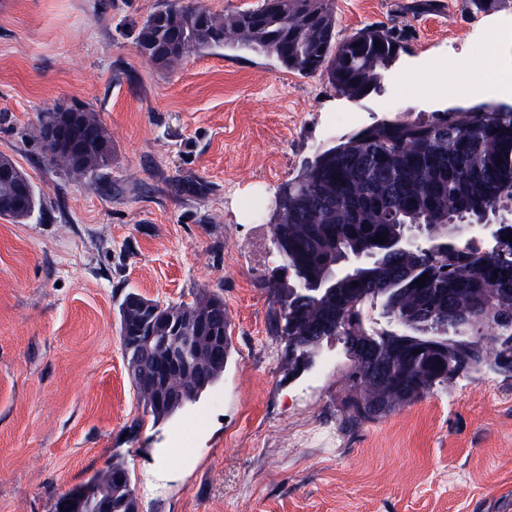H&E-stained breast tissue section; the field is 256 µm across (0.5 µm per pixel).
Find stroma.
I'll list each match as a JSON object with an SVG mask.
<instances>
[{"label":"stroma","instance_id":"stroma-1","mask_svg":"<svg viewBox=\"0 0 512 512\" xmlns=\"http://www.w3.org/2000/svg\"><path fill=\"white\" fill-rule=\"evenodd\" d=\"M163 2L0 0V152L40 198L23 222L0 216V512H54L115 461L138 512H512V373L462 372L348 423L341 341L291 372L267 289L283 264L276 196L320 147L382 119L512 107L470 83L512 0L478 15L438 0L419 16L401 0H334L340 35L374 22L407 35L361 100L255 53L157 68L133 40ZM77 106L110 137L109 168L45 164L39 113ZM160 172L204 189L173 199ZM131 291L217 294L233 329L223 377L160 421L127 372L118 305Z\"/></svg>","mask_w":512,"mask_h":512}]
</instances>
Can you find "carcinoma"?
Wrapping results in <instances>:
<instances>
[{
    "label": "carcinoma",
    "mask_w": 512,
    "mask_h": 512,
    "mask_svg": "<svg viewBox=\"0 0 512 512\" xmlns=\"http://www.w3.org/2000/svg\"><path fill=\"white\" fill-rule=\"evenodd\" d=\"M505 0H462L478 14ZM380 42L376 47L374 42ZM401 37L381 23L347 36L336 31L331 0H262L255 8L215 14L197 0H171L138 26L136 51L164 68L190 52L228 47L263 54L304 76H320L343 95L360 100L377 89L397 59ZM41 127L63 128L67 142L45 141L43 157L62 159L76 173L112 164V141L84 107L44 112ZM0 216L22 221L14 209L17 189L34 184L12 156L0 153ZM512 209V112L487 106L480 112H446L428 122L383 120L320 148L276 200L272 235L292 280L274 281L271 292L286 321L288 365L308 367L323 339L338 336L348 361L344 373L347 415L355 423L381 419L427 395L466 370L512 373V242L499 241L495 257L458 237L440 254L400 252L392 243L409 228L430 239L451 236L450 223L465 224L487 208ZM386 239L375 241L376 235ZM378 258L351 277L333 276L352 255ZM426 276L419 285L415 280ZM401 329L374 330L363 320L368 304ZM485 316L465 336L448 329L475 310ZM119 335L135 366L130 380L146 410L159 420L221 379L230 343L209 361L202 380L182 402L168 404L146 391L161 346L144 336H224L230 325L224 300L204 293L191 303L162 305L137 292L118 306ZM88 497L107 495L112 512H136L126 468L112 463L86 485Z\"/></svg>",
    "instance_id": "obj_1"
}]
</instances>
